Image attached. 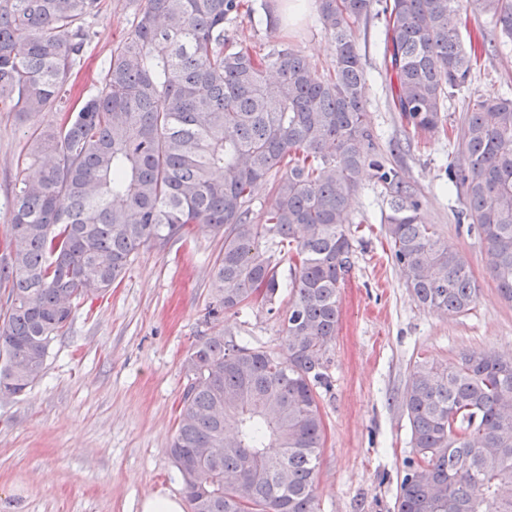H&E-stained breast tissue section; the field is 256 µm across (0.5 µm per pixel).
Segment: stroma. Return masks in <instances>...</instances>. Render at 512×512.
I'll return each mask as SVG.
<instances>
[{
  "instance_id": "obj_1",
  "label": "stroma",
  "mask_w": 512,
  "mask_h": 512,
  "mask_svg": "<svg viewBox=\"0 0 512 512\" xmlns=\"http://www.w3.org/2000/svg\"><path fill=\"white\" fill-rule=\"evenodd\" d=\"M229 28L232 38L267 53L284 45L318 69L334 51L313 0H285L274 30L259 23L261 0ZM133 20L127 0H104L89 19L91 38L76 68L73 94L95 90V75ZM385 18L355 28L367 70L364 100L376 152L414 189L421 212L469 264L479 287L475 308L439 315L416 305L393 257L382 217L390 198L375 176L352 199L351 269L340 291V318L330 351L331 388L320 406L325 442L316 482L319 512H395L396 487L411 457L402 395L416 362L457 364L461 353L493 350L512 357V304L499 296L485 265V245L458 223L462 202L448 184L455 160L447 136L420 139L390 104L391 78L381 63ZM462 35L484 32L496 42L483 52L467 92L446 106L457 124L466 93L512 96V43H497L489 18L471 0ZM28 127L0 112V240L9 234L14 186L32 177L24 164ZM222 245L197 227L166 248L144 247L119 284L74 310L54 342L42 381L0 400V512H139L150 495H177L181 483L167 454L187 383L184 360L204 330L212 269ZM236 340L284 355L282 324L261 308L225 314Z\"/></svg>"
}]
</instances>
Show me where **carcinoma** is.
Segmentation results:
<instances>
[{"mask_svg": "<svg viewBox=\"0 0 512 512\" xmlns=\"http://www.w3.org/2000/svg\"><path fill=\"white\" fill-rule=\"evenodd\" d=\"M474 3L512 41V0ZM129 4L133 28L112 47L96 95L70 105L66 86L102 0H0V106L32 122L27 158L38 173L15 185L0 253V400L43 379L74 305L108 292L141 248L203 224L224 244L167 448L189 512H317L319 389L331 387L351 201L365 169L390 196L386 233L413 301L445 315L477 301L468 263L424 223L402 178L370 158L354 36L382 6L394 108L432 136L477 64L458 29L462 0H316L334 44L326 74L290 46L261 54L230 38L224 24L241 0ZM57 111L60 122H40ZM455 140L458 222L485 243L486 267L512 303V98L469 100ZM262 183L272 200L256 216ZM277 249L292 261L284 357L224 333L227 312L275 310ZM403 408L414 456L397 512H512V358L419 362Z\"/></svg>", "mask_w": 512, "mask_h": 512, "instance_id": "obj_1", "label": "carcinoma"}]
</instances>
